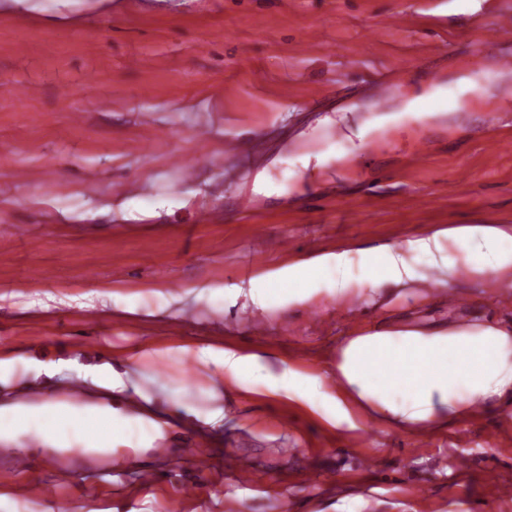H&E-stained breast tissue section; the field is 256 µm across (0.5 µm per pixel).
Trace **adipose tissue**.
<instances>
[{
  "label": "adipose tissue",
  "instance_id": "obj_1",
  "mask_svg": "<svg viewBox=\"0 0 512 512\" xmlns=\"http://www.w3.org/2000/svg\"><path fill=\"white\" fill-rule=\"evenodd\" d=\"M441 95V88L421 86L413 102L378 117L371 129L431 119L434 113L424 104ZM408 250L424 255L433 268L463 265L477 283H512V226L462 224L430 227L407 239L401 250L367 252L368 289L386 281L408 287L414 279L404 258ZM347 257L344 251L326 252L262 272L237 286L233 298L259 310L307 300ZM179 351L219 377L226 397L251 393L249 378L260 362L258 354L230 341L221 346L185 344ZM331 375L336 393L325 417L329 426L355 416L407 434L460 426L475 410L512 405V328L494 318L435 327L390 320L346 337L336 350Z\"/></svg>",
  "mask_w": 512,
  "mask_h": 512
}]
</instances>
